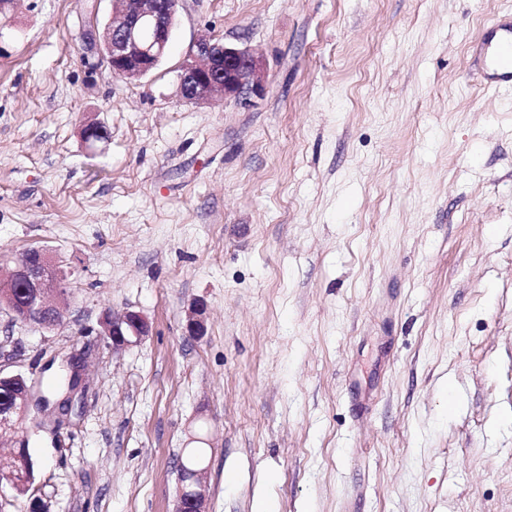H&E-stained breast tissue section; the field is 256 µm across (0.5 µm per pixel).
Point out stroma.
I'll use <instances>...</instances> for the list:
<instances>
[{
    "mask_svg": "<svg viewBox=\"0 0 512 512\" xmlns=\"http://www.w3.org/2000/svg\"><path fill=\"white\" fill-rule=\"evenodd\" d=\"M111 13L0 18V269L43 248L67 290L53 330L0 308V372L86 383L18 430L43 512H174L201 445L207 512H512V88L471 66L512 0H180L139 80L84 49ZM203 35L249 103L182 99ZM100 326L99 336L109 339L113 349L137 343L150 334L149 322L135 311H126L120 315L106 311L101 318ZM81 367H82V365L76 359L69 360V362H68L69 374H68L67 378L65 379V382L63 383L59 392L57 393L55 399L52 401V402H56L52 407V412L55 414L56 421H54V423H55V425H57V427L60 426L62 422L67 420L68 417H70L73 407H74V402L76 400V395L78 393V390L85 388L83 386L84 383H83V374H82ZM67 381H68V390H67ZM66 390H67V393H66ZM62 403H64V408L61 410L60 405Z\"/></svg>",
    "mask_w": 512,
    "mask_h": 512,
    "instance_id": "1",
    "label": "stroma"
}]
</instances>
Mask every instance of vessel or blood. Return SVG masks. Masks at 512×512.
<instances>
[{
    "mask_svg": "<svg viewBox=\"0 0 512 512\" xmlns=\"http://www.w3.org/2000/svg\"><path fill=\"white\" fill-rule=\"evenodd\" d=\"M512 18L497 20L487 28L475 47L477 75L490 87L512 86Z\"/></svg>",
    "mask_w": 512,
    "mask_h": 512,
    "instance_id": "obj_1",
    "label": "vessel or blood"
}]
</instances>
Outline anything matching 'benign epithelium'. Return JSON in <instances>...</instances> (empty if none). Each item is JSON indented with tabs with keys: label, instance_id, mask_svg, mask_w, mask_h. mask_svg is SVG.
Wrapping results in <instances>:
<instances>
[{
	"label": "benign epithelium",
	"instance_id": "benign-epithelium-1",
	"mask_svg": "<svg viewBox=\"0 0 512 512\" xmlns=\"http://www.w3.org/2000/svg\"><path fill=\"white\" fill-rule=\"evenodd\" d=\"M179 7V0H114L112 14L103 27L95 25L84 34L88 51L99 55L109 72L126 79H140L151 73L166 55ZM258 61L246 48L228 47L210 37L197 39L190 48L188 59L179 76L181 97L189 102L215 103L227 97L242 102L259 93L261 80ZM64 276L50 253L38 250L19 259L5 275L6 292L0 303L12 314L13 321L30 327L52 330L63 323L61 298ZM15 288L24 289L16 297ZM205 308L198 305L188 321L192 336L204 334ZM99 335L122 348L150 334V324L135 311L116 315L103 314ZM68 390L52 407L55 425L70 417L78 390L83 388L79 361L68 362ZM15 389L19 412L25 413L39 403L35 397V382L22 374L0 375V385ZM206 468L197 467L181 476L175 512H206L203 482Z\"/></svg>",
	"mask_w": 512,
	"mask_h": 512
}]
</instances>
